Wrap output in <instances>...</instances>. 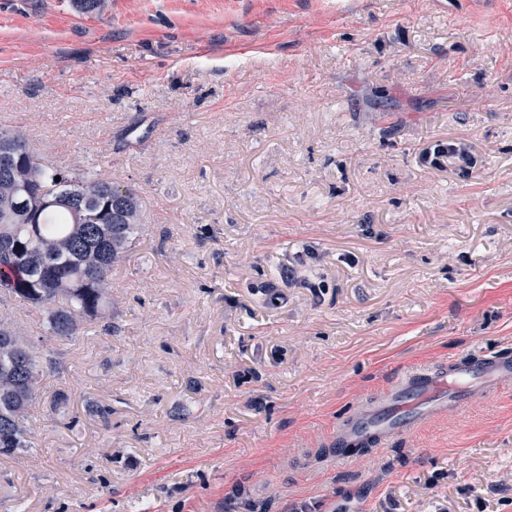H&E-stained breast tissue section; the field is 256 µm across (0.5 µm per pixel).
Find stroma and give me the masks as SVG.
<instances>
[{"mask_svg": "<svg viewBox=\"0 0 512 512\" xmlns=\"http://www.w3.org/2000/svg\"><path fill=\"white\" fill-rule=\"evenodd\" d=\"M15 129L146 222L77 336L0 304L43 357L0 512H512V378L330 447L512 353V0H0ZM512 376V356L480 355L465 363L449 364L448 368L421 369L395 381L393 389L383 393L376 403V411L384 409L397 392L415 403L418 411L404 415L396 411L390 428H380L367 417L359 416L336 431L331 446L336 457H346L347 448L356 444L376 446L386 436L396 434L404 424H420L433 418L446 416L458 409L466 399L469 385L479 380L484 388L494 390L497 380Z\"/></svg>", "mask_w": 512, "mask_h": 512, "instance_id": "obj_1", "label": "stroma"}]
</instances>
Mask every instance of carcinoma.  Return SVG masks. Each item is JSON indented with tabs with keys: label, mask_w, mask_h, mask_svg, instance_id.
Listing matches in <instances>:
<instances>
[{
	"label": "carcinoma",
	"mask_w": 512,
	"mask_h": 512,
	"mask_svg": "<svg viewBox=\"0 0 512 512\" xmlns=\"http://www.w3.org/2000/svg\"><path fill=\"white\" fill-rule=\"evenodd\" d=\"M138 191L38 159L23 132L0 131V294L74 336L108 305L112 270L140 233ZM40 356L0 318V454L26 447Z\"/></svg>",
	"instance_id": "carcinoma-1"
}]
</instances>
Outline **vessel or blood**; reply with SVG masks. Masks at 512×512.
I'll return each mask as SVG.
<instances>
[{
  "label": "vessel or blood",
  "mask_w": 512,
  "mask_h": 512,
  "mask_svg": "<svg viewBox=\"0 0 512 512\" xmlns=\"http://www.w3.org/2000/svg\"><path fill=\"white\" fill-rule=\"evenodd\" d=\"M512 376V356L480 355L465 363H453L442 369H422L396 380L395 392L417 406L416 412L393 414L389 428H381L367 417L360 416L340 427L332 439L337 456H346L348 448L361 444L374 446L387 434L398 433L406 424H420L446 416L458 409L466 399V391L473 381L484 388L494 389L503 376Z\"/></svg>",
  "instance_id": "1"
}]
</instances>
